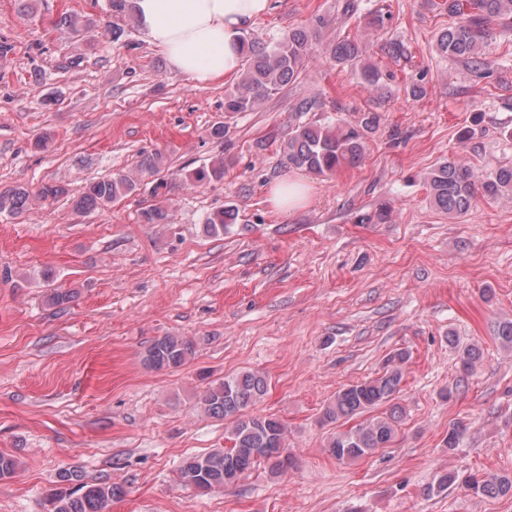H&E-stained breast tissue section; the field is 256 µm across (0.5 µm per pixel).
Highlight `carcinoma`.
Listing matches in <instances>:
<instances>
[{
    "label": "carcinoma",
    "instance_id": "carcinoma-1",
    "mask_svg": "<svg viewBox=\"0 0 512 512\" xmlns=\"http://www.w3.org/2000/svg\"><path fill=\"white\" fill-rule=\"evenodd\" d=\"M512 12V0H448V15L457 22L448 26L437 39L438 51L450 59L464 60L479 69L484 65L481 51L491 35L492 25L504 14ZM325 19L318 18L311 28L290 29L266 44L243 41L245 66L233 89L224 95V111L252 112L265 100L280 93L297 79L305 62L314 52L319 29ZM339 65L360 64L366 83L380 82L377 68L361 59L359 45L349 39L333 42L325 49ZM380 123L376 112H367L355 124L335 122H302L289 133L283 146L288 165L329 177L347 166L359 164L365 154L366 137ZM165 165L163 153L144 155L139 170L149 177L159 174ZM224 158L211 161L189 174L197 183L224 179ZM430 201L435 207L457 218L466 214L477 196L488 200L512 197V163L500 165L479 176L452 158L439 162L426 177ZM139 181L126 174H116L90 183L79 196L71 199L72 208L89 213L138 189ZM32 200L24 187L0 192V215L18 217ZM144 224H164L167 211L162 204H150L140 212ZM236 219L235 210L226 208L211 214L203 230L218 237ZM194 354L191 341L178 336L155 340L144 352V362L156 370H175ZM480 349L468 346L460 353V366L467 372L480 360ZM406 353L398 352L388 359L389 365L379 377L348 384L336 392L321 416L324 424H335L343 418L368 413L370 417L347 431L335 433L328 444L336 460L345 462L363 457L377 448H386L395 439L404 409L392 405L373 416L371 412L393 400L403 373L401 363ZM267 379L256 372H243L213 382L196 396L197 406L207 415L232 420L227 442L229 446L200 455L185 457L178 469V480L202 493L221 490L236 483L255 465L264 462L270 472L281 475L288 471L292 459L279 449L285 447L286 426L278 418L253 414L249 409L265 396ZM21 462L8 453H0V480L14 477ZM464 485L474 496H512V476L508 474L470 473L461 478L444 472L430 491L442 492L456 483ZM125 488L117 483L84 482L77 470L62 468L58 479L44 496L46 512H108L109 505L124 498Z\"/></svg>",
    "mask_w": 512,
    "mask_h": 512
}]
</instances>
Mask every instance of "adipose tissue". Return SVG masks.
<instances>
[{"instance_id":"obj_1","label":"adipose tissue","mask_w":512,"mask_h":512,"mask_svg":"<svg viewBox=\"0 0 512 512\" xmlns=\"http://www.w3.org/2000/svg\"><path fill=\"white\" fill-rule=\"evenodd\" d=\"M146 40L171 69L206 84L240 68L245 29L270 10V0H133Z\"/></svg>"}]
</instances>
